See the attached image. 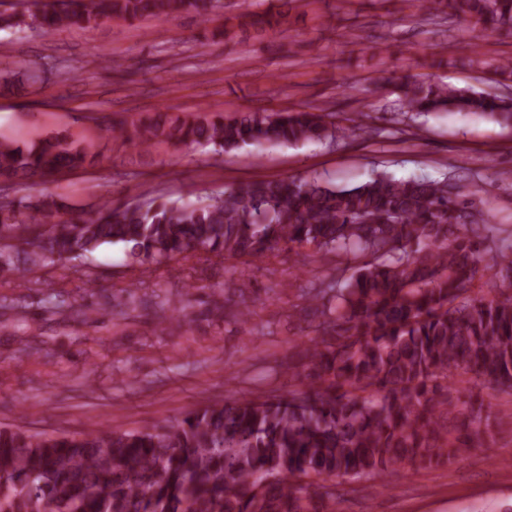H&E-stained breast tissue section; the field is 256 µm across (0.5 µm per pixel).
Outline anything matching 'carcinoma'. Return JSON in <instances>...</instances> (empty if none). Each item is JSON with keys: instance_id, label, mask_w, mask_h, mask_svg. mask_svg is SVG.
<instances>
[{"instance_id": "obj_1", "label": "carcinoma", "mask_w": 512, "mask_h": 512, "mask_svg": "<svg viewBox=\"0 0 512 512\" xmlns=\"http://www.w3.org/2000/svg\"><path fill=\"white\" fill-rule=\"evenodd\" d=\"M473 32L512 34V0H422ZM28 15L0 10V29L48 31L104 18L165 21L183 12L210 21L215 0H36ZM282 13L247 14L261 38ZM470 65L512 82V59ZM396 110L464 112L512 128V97L491 96L423 76L399 77ZM112 139L147 149L155 141L212 145H291L336 137L313 108L204 110L138 122L112 121ZM88 152L49 136L21 147L0 139V184L26 186L82 168ZM456 178L396 179L378 173L354 187L314 178L241 183L193 200L144 205L111 202L73 212L62 198L0 201V272L18 286L37 266L65 267L105 245H120L132 265L190 256L262 260L275 250L308 248L374 260L309 297L322 307L318 335L301 349L305 388L191 410L164 426L120 431L101 425L48 435L0 428V512H335L336 479L376 480L398 469L438 464L486 444L483 403L449 384L458 370L512 388V295L473 294L486 282L512 290V245L487 244L489 218ZM59 312L88 319L95 308L52 295ZM211 303L246 328L251 311Z\"/></svg>"}]
</instances>
